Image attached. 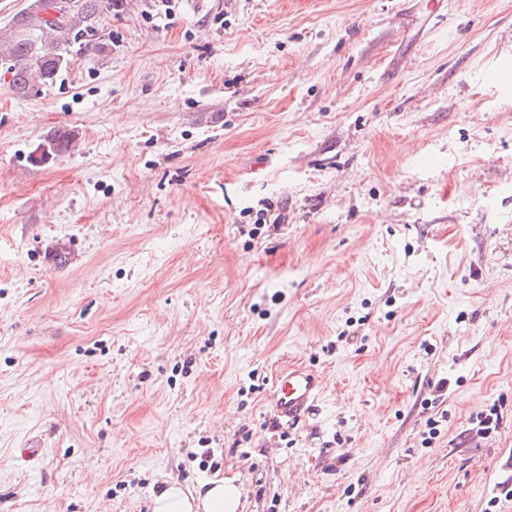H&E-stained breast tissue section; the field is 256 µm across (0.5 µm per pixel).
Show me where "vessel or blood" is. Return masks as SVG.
Instances as JSON below:
<instances>
[{
	"instance_id": "vessel-or-blood-1",
	"label": "vessel or blood",
	"mask_w": 512,
	"mask_h": 512,
	"mask_svg": "<svg viewBox=\"0 0 512 512\" xmlns=\"http://www.w3.org/2000/svg\"><path fill=\"white\" fill-rule=\"evenodd\" d=\"M324 379L311 366L294 363L282 368L276 375L270 395L275 416L292 422L301 418L320 400Z\"/></svg>"
}]
</instances>
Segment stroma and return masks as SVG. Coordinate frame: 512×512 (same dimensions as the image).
Here are the masks:
<instances>
[{"label": "stroma", "instance_id": "stroma-1", "mask_svg": "<svg viewBox=\"0 0 512 512\" xmlns=\"http://www.w3.org/2000/svg\"><path fill=\"white\" fill-rule=\"evenodd\" d=\"M101 29L53 85L0 77V512L221 478L244 512H512V0ZM290 362L325 382L293 424ZM76 140L75 131L68 127H58L48 133L42 143H47L50 147L51 157L43 159L42 157L33 158L32 154L29 156V161L33 165H41L48 162L50 159L69 151ZM55 146V152L52 147ZM324 379L320 372L302 363L288 364L276 375L270 395L275 416L294 422L320 400Z\"/></svg>", "mask_w": 512, "mask_h": 512}]
</instances>
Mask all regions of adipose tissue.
<instances>
[{"label": "adipose tissue", "instance_id": "obj_1", "mask_svg": "<svg viewBox=\"0 0 512 512\" xmlns=\"http://www.w3.org/2000/svg\"><path fill=\"white\" fill-rule=\"evenodd\" d=\"M242 496V488L231 479L201 484L192 494L168 483L152 498L150 512H242Z\"/></svg>", "mask_w": 512, "mask_h": 512}]
</instances>
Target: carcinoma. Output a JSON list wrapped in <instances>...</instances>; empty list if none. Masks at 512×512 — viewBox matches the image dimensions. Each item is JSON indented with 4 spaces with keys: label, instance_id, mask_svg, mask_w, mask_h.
<instances>
[{
    "label": "carcinoma",
    "instance_id": "carcinoma-1",
    "mask_svg": "<svg viewBox=\"0 0 512 512\" xmlns=\"http://www.w3.org/2000/svg\"><path fill=\"white\" fill-rule=\"evenodd\" d=\"M123 7L124 0H30L8 27L0 28V64L11 76L13 91L24 96L38 83L56 82L74 56L99 47L101 19ZM75 140L68 127L44 137L55 148L53 158L69 151Z\"/></svg>",
    "mask_w": 512,
    "mask_h": 512
}]
</instances>
